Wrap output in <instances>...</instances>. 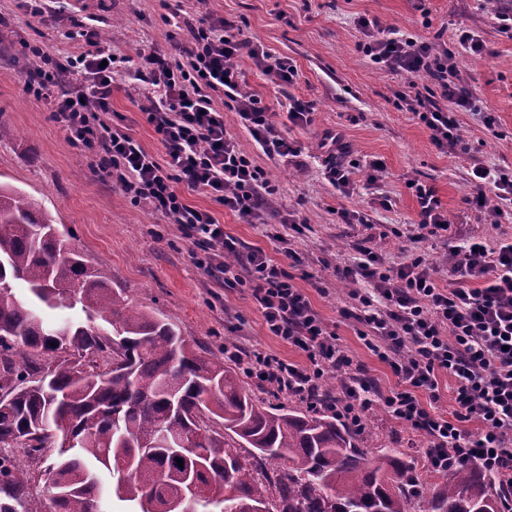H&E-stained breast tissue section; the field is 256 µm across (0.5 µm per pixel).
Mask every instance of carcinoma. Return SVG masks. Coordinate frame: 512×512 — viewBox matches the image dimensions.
Returning a JSON list of instances; mask_svg holds the SVG:
<instances>
[{
  "mask_svg": "<svg viewBox=\"0 0 512 512\" xmlns=\"http://www.w3.org/2000/svg\"><path fill=\"white\" fill-rule=\"evenodd\" d=\"M77 306L84 324L49 329L40 316ZM196 348L128 306L48 211L0 183V447L57 449L54 512H103V472L124 512H502L504 492L479 469L422 475L321 412L260 404ZM0 493V512H43L2 453Z\"/></svg>",
  "mask_w": 512,
  "mask_h": 512,
  "instance_id": "carcinoma-1",
  "label": "carcinoma"
}]
</instances>
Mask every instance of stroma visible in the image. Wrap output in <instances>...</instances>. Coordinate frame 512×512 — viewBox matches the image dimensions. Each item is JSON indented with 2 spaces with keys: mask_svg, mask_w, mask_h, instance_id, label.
<instances>
[{
  "mask_svg": "<svg viewBox=\"0 0 512 512\" xmlns=\"http://www.w3.org/2000/svg\"><path fill=\"white\" fill-rule=\"evenodd\" d=\"M512 12V0H69L59 22L38 21L25 14L19 0H0V182L23 190L47 209L59 232L86 260L122 289L132 305L165 318L182 336L223 355L225 346H258L282 359L303 361L302 353L268 332L260 309L246 288L225 289L199 268L196 246L161 214L131 204L90 166L85 154L67 141L49 106L24 90L21 61L35 46L65 53L73 43L63 36L72 20L97 28L115 53H169L170 33L197 24L200 17L230 20L244 38L260 41L276 57L292 59L298 70L293 85L279 84L248 57L238 67L248 90L271 108L285 138L297 146L298 161L257 153L249 133L232 112L224 121L238 145L256 162L279 192L264 223L250 224L199 191L184 190L187 203L213 212L241 252L280 254L266 237L267 224L293 213L304 231L293 248L303 257L291 267L295 283L307 292L355 363L364 365L382 388L395 387L389 367L369 351L353 321L340 314L349 287L336 278L337 263L350 257L349 244L371 239L390 261L402 260L405 245L396 227L414 223L417 203L407 184L417 180L434 188L448 214L447 243H423L430 260L452 279L448 248L469 237L512 234V220L491 226L464 202L476 166L512 169V31L500 29L495 17ZM375 19L400 34L453 51L458 83L495 117L485 127L479 116L460 111L461 141L438 149L417 115L401 106L396 94L405 74L378 69L361 51L360 18ZM465 24L483 40L486 53L474 57L457 49L454 32ZM294 96L313 107L311 121L295 125L279 104ZM145 92L123 80L112 84V120L126 128L154 156L163 149L143 108ZM340 136L352 158L361 162L350 194H341L321 173L325 135ZM382 162L372 174L369 160ZM388 198L382 207L380 198ZM358 211L367 221L343 224L341 211ZM368 424L375 440L392 443L422 458V436L374 409Z\"/></svg>",
  "mask_w": 512,
  "mask_h": 512,
  "instance_id": "obj_1",
  "label": "stroma"
}]
</instances>
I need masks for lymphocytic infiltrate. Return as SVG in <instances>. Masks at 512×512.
<instances>
[{
  "label": "lymphocytic infiltrate",
  "mask_w": 512,
  "mask_h": 512,
  "mask_svg": "<svg viewBox=\"0 0 512 512\" xmlns=\"http://www.w3.org/2000/svg\"><path fill=\"white\" fill-rule=\"evenodd\" d=\"M361 50L378 67L407 74L398 96L415 112L440 149L457 145L454 110L479 114L485 126L495 124L454 80L452 55L430 43L400 36L378 21L361 19ZM66 39L83 38L84 49L50 54L31 52L41 64L25 82V91L52 106L68 142L89 158L133 205H145L178 224L185 239L206 253L204 268L221 272L228 288H250L269 332L304 354L295 363L259 348H234L229 356L243 374L272 392L310 405H326L346 425L361 429L374 405L396 421L417 429L426 441L430 468L449 473L475 467L489 477L512 483V237L495 242L472 237L451 249L453 279L440 286L439 269L417 245L448 230V216L432 187L413 181L419 211L406 236L401 262L378 253L369 240L352 245V259L336 274L351 284L345 318L360 326V336L397 379L382 390L362 365L354 364L307 294L278 262L263 250L241 253L238 241L225 234L211 212L186 204L183 189L201 191L245 221L259 219L278 194L253 153L243 151L224 125L234 111L251 135L256 151L267 157H295L299 150L281 135L274 114L247 90L237 69L240 54L273 73L280 84H292L297 68L287 57H271L257 41L242 38L232 21L213 25L201 18L189 30V43L177 59L150 52L140 66L112 53L91 30L65 31ZM81 83L65 88L66 78ZM437 82L440 93L421 89L417 78ZM146 84L144 112L164 150L156 159L123 127L112 121V81ZM442 95L451 104L434 102ZM512 201V171L477 167L472 171L466 204L501 220V202ZM341 373L331 400L322 386L327 372ZM450 387H443L442 377ZM450 390L452 411L436 408ZM477 425L479 433L468 430Z\"/></svg>",
  "instance_id": "lymphocytic-infiltrate-1"
}]
</instances>
